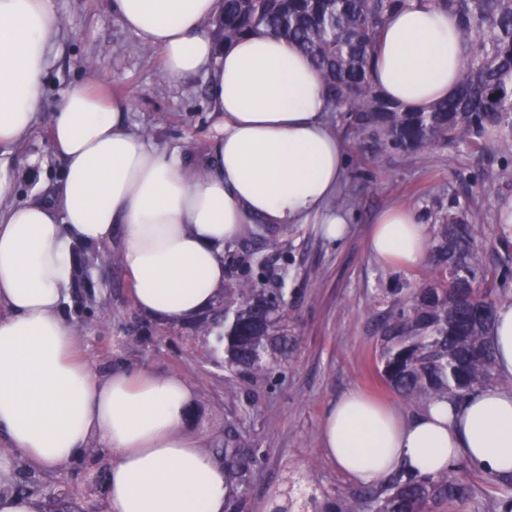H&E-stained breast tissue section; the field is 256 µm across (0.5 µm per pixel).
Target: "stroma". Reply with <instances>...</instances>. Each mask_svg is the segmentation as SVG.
Instances as JSON below:
<instances>
[{
	"label": "stroma",
	"mask_w": 512,
	"mask_h": 512,
	"mask_svg": "<svg viewBox=\"0 0 512 512\" xmlns=\"http://www.w3.org/2000/svg\"><path fill=\"white\" fill-rule=\"evenodd\" d=\"M58 37L52 52L42 118L32 135L0 154V208L45 195L63 165L49 144V128L62 91L89 81L107 99L128 104L129 122L161 146L178 145L201 159L211 148L218 120L201 74L178 81L165 76L159 52L147 51L136 32L116 20L110 0H54ZM326 119L346 155V173L332 209L348 212L347 236L329 241L317 224H266L258 237L242 235L224 248L225 280L247 275L241 258L262 257L271 276L284 280L286 326L291 348L269 379L254 383L200 357L198 320L174 326L141 313L134 305L119 245L96 280L102 323L77 327L76 343L98 373L123 366H147L176 374L192 388L195 413L190 430L206 451L236 440L257 452L250 500L252 512H313L316 503H340L360 483L330 461L321 439L323 415L331 401L355 389L389 403L407 416L416 412L378 373L377 299L392 289L410 288L420 268L378 262L369 251L377 216L392 206L414 209L422 223H439L450 203H459L476 231L490 266L512 272V238L499 236L498 215L512 204V155L494 146L476 150L467 138L443 142L406 162L402 151L373 139L343 112ZM500 169L486 184L487 165ZM278 239L270 248L269 239ZM150 337L147 345L138 344ZM100 461L71 465L66 483L78 500L98 498L96 477L109 469ZM471 495L433 512H498L501 492L488 475L468 469Z\"/></svg>",
	"instance_id": "35a3bbf8"
}]
</instances>
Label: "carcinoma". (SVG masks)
<instances>
[{"mask_svg":"<svg viewBox=\"0 0 512 512\" xmlns=\"http://www.w3.org/2000/svg\"><path fill=\"white\" fill-rule=\"evenodd\" d=\"M412 0H222L208 23L219 47L260 28L294 42L327 85L331 112L349 119L375 139L402 149L408 160L417 150L462 135L480 148L488 140L512 154V0H429L458 19L465 63L456 91L423 109H404L371 83L375 46L390 16ZM428 269L414 287L394 301L381 321L379 359L387 385L409 403L464 398L495 378L489 340L495 318L470 319L458 302L460 283L469 296L487 302L506 273L485 264L470 224L448 215L428 228ZM76 288H93L91 274L108 266L111 253L79 244ZM285 289L258 288L253 280H233L224 287V314L204 325L219 330L203 356L224 354V365L241 378L265 379L288 355L282 325ZM229 493L224 512H248V488L256 452L243 444L216 450ZM7 490L42 491L35 471L22 467ZM470 497L465 466L460 463L435 477L397 470L362 489L359 504L367 512H431V506ZM49 512H82L62 486L48 497Z\"/></svg>","mask_w":512,"mask_h":512,"instance_id":"cac0c4a2","label":"carcinoma"}]
</instances>
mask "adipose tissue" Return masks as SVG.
Masks as SVG:
<instances>
[{"label":"adipose tissue","instance_id":"ef3b65f1","mask_svg":"<svg viewBox=\"0 0 512 512\" xmlns=\"http://www.w3.org/2000/svg\"><path fill=\"white\" fill-rule=\"evenodd\" d=\"M113 11L165 74L212 75L222 120L211 156L191 162L132 131L127 104L88 84L66 88L50 126L64 160L51 201L0 213V474L15 457L40 472L82 459L90 440L112 455L109 512H224V470L187 435L193 396L178 376L142 367L98 374L76 350L67 301L75 245L121 241L137 309L179 322L215 303L224 245L248 224L321 222L343 239L346 214L330 203L346 171L324 119L326 93L306 55L271 36L247 35L217 51L206 28L220 0H112ZM53 0H0V148L34 130L54 47ZM456 18L430 0L393 15L375 53L374 86L418 109L457 87L463 59ZM371 252L381 262L425 263L428 228L410 209L383 211ZM499 383L463 402L429 403L404 417L356 390L326 411L321 438L332 463L363 483L400 468L427 477L459 460L492 476L512 474V305L491 331Z\"/></svg>","mask_w":512,"mask_h":512}]
</instances>
